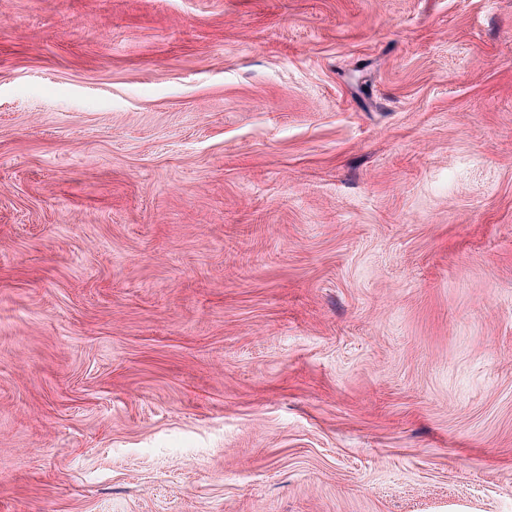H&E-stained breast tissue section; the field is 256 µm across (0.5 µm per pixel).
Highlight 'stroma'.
Wrapping results in <instances>:
<instances>
[{
	"label": "stroma",
	"instance_id": "stroma-1",
	"mask_svg": "<svg viewBox=\"0 0 512 512\" xmlns=\"http://www.w3.org/2000/svg\"><path fill=\"white\" fill-rule=\"evenodd\" d=\"M0 512H512V0H0Z\"/></svg>",
	"mask_w": 512,
	"mask_h": 512
}]
</instances>
